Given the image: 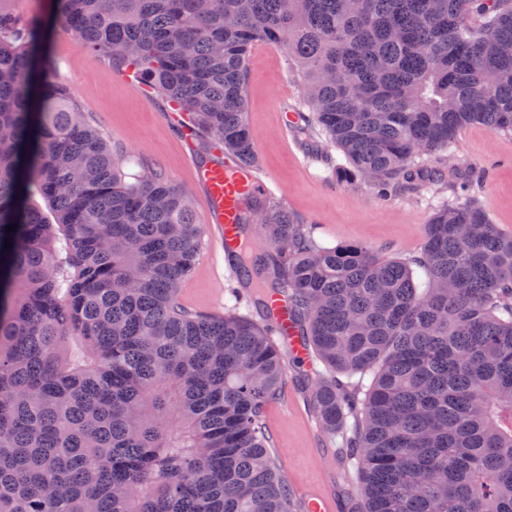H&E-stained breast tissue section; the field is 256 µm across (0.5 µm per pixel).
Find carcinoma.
<instances>
[{"instance_id": "1", "label": "carcinoma", "mask_w": 512, "mask_h": 512, "mask_svg": "<svg viewBox=\"0 0 512 512\" xmlns=\"http://www.w3.org/2000/svg\"><path fill=\"white\" fill-rule=\"evenodd\" d=\"M55 2L59 30L244 169L258 42L284 48L299 119L340 151L343 181L453 187L464 127L512 134V0ZM203 228L161 172L124 171L55 78L46 19L0 11V512H293L264 424L287 383L269 290L327 370L303 378L360 466L346 512H512V234L460 196L405 261L321 247L250 195L228 260L257 322L181 303ZM356 375L361 401L339 380Z\"/></svg>"}]
</instances>
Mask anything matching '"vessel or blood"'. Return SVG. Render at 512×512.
Segmentation results:
<instances>
[{
    "label": "vessel or blood",
    "mask_w": 512,
    "mask_h": 512,
    "mask_svg": "<svg viewBox=\"0 0 512 512\" xmlns=\"http://www.w3.org/2000/svg\"><path fill=\"white\" fill-rule=\"evenodd\" d=\"M197 184L203 189L210 205V220L216 227L223 249L237 245V219L244 196L264 191L266 185L253 173L245 172L237 164L209 166L198 170ZM266 306L272 326L281 339L287 341L292 358L308 362L309 354L292 332L288 319V305L283 295L267 296ZM299 497L305 512H343L344 504L335 496L323 477L305 481L299 487Z\"/></svg>",
    "instance_id": "obj_1"
}]
</instances>
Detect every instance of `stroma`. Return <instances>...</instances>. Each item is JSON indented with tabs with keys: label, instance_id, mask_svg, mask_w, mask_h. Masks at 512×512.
<instances>
[{
	"label": "stroma",
	"instance_id": "35a3bbf8",
	"mask_svg": "<svg viewBox=\"0 0 512 512\" xmlns=\"http://www.w3.org/2000/svg\"><path fill=\"white\" fill-rule=\"evenodd\" d=\"M50 53L56 78L73 89L90 121L124 151L127 172L138 173L146 165L161 168L190 195L197 219L205 220L208 203L194 179L199 156L187 141L182 118L172 115L165 96L120 78L106 55L85 48L64 32L55 34ZM302 96L301 84L288 74L285 51L257 43L247 73L257 175L283 206L312 227L319 244L362 245L384 257L418 256L434 200L450 198V191L436 186L421 193L403 189L384 200L367 184L337 180L325 165L320 138L298 130L293 108ZM454 156L478 177L476 199L492 222L512 233V134H495L480 124L467 126L458 135ZM212 244L210 235H203L194 270L180 288L183 303L202 314L232 305L240 313H252L249 299L237 302L229 293L224 256L213 253ZM266 425L271 453L286 480L315 473L312 452L329 442L305 393L287 386L283 401L269 406Z\"/></svg>",
	"mask_w": 512,
	"mask_h": 512
}]
</instances>
